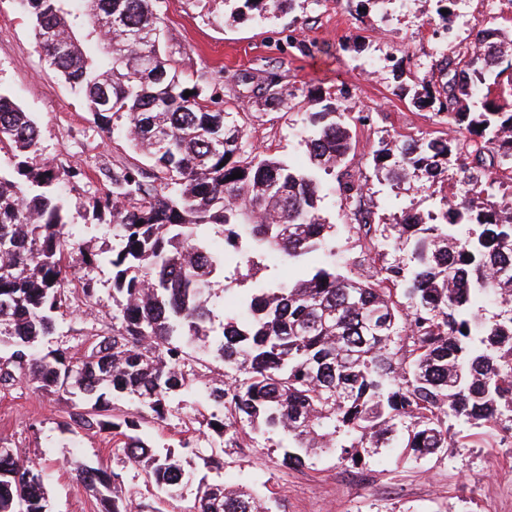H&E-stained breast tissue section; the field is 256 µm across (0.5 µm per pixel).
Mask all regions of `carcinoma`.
I'll list each match as a JSON object with an SVG mask.
<instances>
[{
  "label": "carcinoma",
  "instance_id": "obj_1",
  "mask_svg": "<svg viewBox=\"0 0 512 512\" xmlns=\"http://www.w3.org/2000/svg\"><path fill=\"white\" fill-rule=\"evenodd\" d=\"M22 2L95 126L106 135L122 129L150 167L117 161L101 171L92 217L112 225L115 244L95 253L66 232L59 191L86 172L44 163L36 123L0 93V151L11 161L0 172V346L9 349L0 390L25 380L70 400L69 426L112 433L125 459L171 496L182 489L184 460L139 430L148 415L166 419L172 399L198 382L184 370L192 346L224 361V379L205 387L224 409L216 420L224 445L243 446L242 425L275 432L287 468L391 436L421 458L448 447L451 419L488 431L512 422V202L499 196L503 180L512 189V112L493 96L512 95V55L501 49L512 45V29L474 25L471 46L439 60V80L421 82L417 102L436 107L455 135L405 137L373 154L376 176L396 189L432 183L451 167L458 187L425 218L406 207L391 224L349 225L363 259L379 261L368 280L336 269V225L321 214L325 177L354 146L335 94L318 96L305 140L310 165L294 170L246 150L240 113L212 107L210 84L178 75L161 51L152 0ZM240 2L234 22L285 13L294 0ZM108 18L116 43L142 35L138 51L121 60L100 51L93 20ZM237 171L242 177L228 179ZM339 191L360 214L362 182L349 175ZM390 249L410 262L386 259ZM273 256L295 267V279L251 282L238 313L215 324L220 294ZM100 262L112 266V327L80 356L38 354L60 316L93 301L90 270ZM489 296L499 306L484 318L477 307ZM119 402L135 409L111 414ZM72 471L102 512H132L119 494L123 469L75 463ZM0 512H50L44 470L17 448L0 455ZM192 512L273 510L202 479Z\"/></svg>",
  "mask_w": 512,
  "mask_h": 512
}]
</instances>
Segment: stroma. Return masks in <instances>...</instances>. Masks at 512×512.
Segmentation results:
<instances>
[{
	"instance_id": "obj_1",
	"label": "stroma",
	"mask_w": 512,
	"mask_h": 512,
	"mask_svg": "<svg viewBox=\"0 0 512 512\" xmlns=\"http://www.w3.org/2000/svg\"><path fill=\"white\" fill-rule=\"evenodd\" d=\"M164 45L174 66L190 81L206 78L227 91L236 75L274 73L281 102L226 98L241 112L246 145L303 168L306 117L317 111L315 94H341L353 128L355 150L346 163L365 185L366 202L377 222L391 223L409 204L419 210L451 192L452 180L428 193L395 191L378 180L372 154L397 135L438 137L447 119L415 103L422 80L430 78L442 55L467 45L474 23L512 28V0H456L444 21L436 0H297L292 12L268 20L247 18L225 24L222 0H156ZM0 90L35 121L43 156L58 167L80 166L89 183L67 188L69 228L93 251L111 249V225L93 220L89 194L98 188L100 169L114 160L143 165L122 140L107 138L70 85L49 65L21 0H0ZM323 216L336 226L339 269L354 265L358 248L349 239L352 215L337 193L321 201ZM91 275V306L60 318L58 331L41 342L42 351L60 349L78 356L112 316V268L101 263ZM165 420L146 419L140 432L159 448H179L191 439L202 450L223 448L224 467L206 470L190 458L195 479L181 495L168 497L144 481L138 468L126 470L123 491L143 512H190L196 480H220L277 500V512H512V444L495 442L485 429L453 424L448 445L423 458L402 448H379L359 463L341 451L311 458L305 467H284L281 449L263 436L247 448H224L210 427L217 409L198 390L177 394ZM69 405L28 382L0 392V446L36 455L49 475L51 512H100L94 492L78 483L71 462L93 467L116 465L121 452L109 433L69 432Z\"/></svg>"
}]
</instances>
